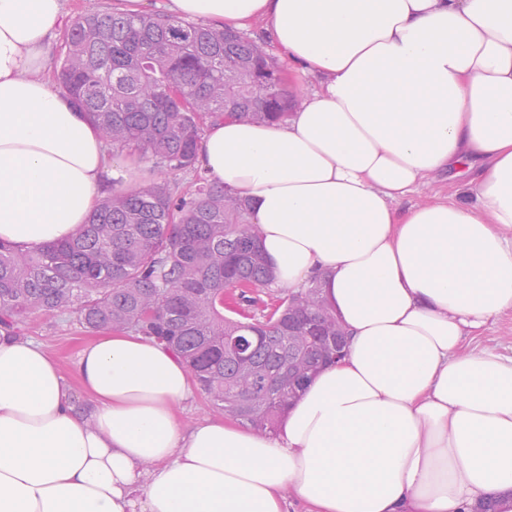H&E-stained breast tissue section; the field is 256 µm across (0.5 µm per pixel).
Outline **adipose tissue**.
Masks as SVG:
<instances>
[{"mask_svg":"<svg viewBox=\"0 0 512 512\" xmlns=\"http://www.w3.org/2000/svg\"><path fill=\"white\" fill-rule=\"evenodd\" d=\"M161 6L264 22L319 81L286 121L208 125L199 163L247 201L276 287L322 278L345 355L259 435L180 424L193 377L142 336L102 331L70 378L0 334V512H512V355L463 347L512 311V0ZM63 19V0H0V241L23 250L71 239L142 167L47 80ZM442 172L474 198L404 206Z\"/></svg>","mask_w":512,"mask_h":512,"instance_id":"1","label":"adipose tissue"}]
</instances>
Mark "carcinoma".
Listing matches in <instances>:
<instances>
[{"instance_id": "1", "label": "carcinoma", "mask_w": 512, "mask_h": 512, "mask_svg": "<svg viewBox=\"0 0 512 512\" xmlns=\"http://www.w3.org/2000/svg\"><path fill=\"white\" fill-rule=\"evenodd\" d=\"M60 89L112 148L192 181L146 180L112 193L64 244L19 250L0 242V329L22 336L28 318L73 312L83 328L120 329L175 349L209 404L251 429L275 430L301 384L323 368L346 330L320 279L267 303L274 272L246 204L197 169L207 122L288 118L299 102L282 66L244 33L163 13L105 11L97 0L66 33ZM239 337L264 386L224 356Z\"/></svg>"}]
</instances>
